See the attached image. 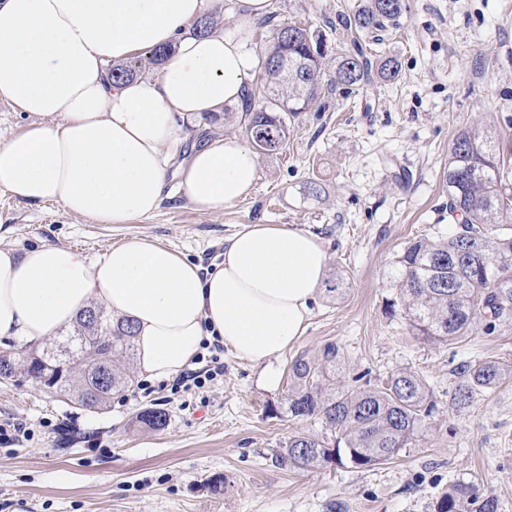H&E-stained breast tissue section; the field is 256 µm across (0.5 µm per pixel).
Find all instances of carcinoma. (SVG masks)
<instances>
[{
  "label": "carcinoma",
  "instance_id": "cac0c4a2",
  "mask_svg": "<svg viewBox=\"0 0 512 512\" xmlns=\"http://www.w3.org/2000/svg\"><path fill=\"white\" fill-rule=\"evenodd\" d=\"M402 0H364L349 18L346 42L336 52L334 74L322 71L327 56L321 31L274 25L264 60L263 83L243 104L249 143L274 152L288 140V121L338 90L350 93L374 79L393 81L396 60L371 57L367 40L396 25ZM167 50L154 49L133 65L115 66L122 80L147 66H157ZM448 216L452 233L437 239L417 238L397 256L390 307H402L413 335L448 344L473 335L512 334V171L500 161L493 137L482 127L460 131L448 148ZM68 338L62 360L47 353L27 359L25 372L47 388L69 386L79 376L78 401L88 410H103L132 382L122 363L134 358V326L112 323L100 308L84 311ZM339 348L323 346L320 356L299 355L291 363V387L284 398L293 418L318 419L332 438L297 433L278 457L291 469L308 470L346 462L356 468L381 465L409 448L438 412L431 384L411 370H400L377 387L331 381ZM101 368L112 371V388L96 381ZM451 405L464 409L479 393L512 379V365L495 359L462 364ZM137 421L155 430L168 423L161 408L140 412ZM436 512H497V502L470 484L452 482L437 502Z\"/></svg>",
  "mask_w": 512,
  "mask_h": 512
}]
</instances>
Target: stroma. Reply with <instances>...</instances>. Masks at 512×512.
<instances>
[{"label": "stroma", "mask_w": 512, "mask_h": 512, "mask_svg": "<svg viewBox=\"0 0 512 512\" xmlns=\"http://www.w3.org/2000/svg\"><path fill=\"white\" fill-rule=\"evenodd\" d=\"M362 0H271L273 24H309L329 48L345 41L343 18ZM396 27L374 47L399 62L395 81L335 93L292 118L287 144L259 156L252 193L221 214L198 212L179 189L134 224H95L58 203L39 207L0 187V243L68 246L91 258L113 242L145 236L208 268L245 224H286L318 236L328 277L308 327L286 354L256 365L230 350H203L197 372L219 356L224 371L204 387L134 377L108 407L89 411L48 392L24 370L0 382V423L31 428L0 445V512H435L449 483L465 482L512 512V381L450 407L454 370L493 358L512 363V334L449 345L414 336L391 311L390 275L404 245L450 232L444 171L457 133L479 125L512 148V0H403ZM273 24L252 20L249 43L264 56ZM322 187L309 194L310 182ZM336 343V378L371 385L410 369L433 386L438 413L412 447L381 465L296 470L276 456L319 421L283 407L287 371L300 354ZM275 372L276 386L263 382ZM164 429L137 423L147 408Z\"/></svg>", "instance_id": "1"}]
</instances>
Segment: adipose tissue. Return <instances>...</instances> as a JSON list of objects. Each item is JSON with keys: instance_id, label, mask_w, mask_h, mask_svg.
Returning a JSON list of instances; mask_svg holds the SVG:
<instances>
[{"instance_id": "ef3b65f1", "label": "adipose tissue", "mask_w": 512, "mask_h": 512, "mask_svg": "<svg viewBox=\"0 0 512 512\" xmlns=\"http://www.w3.org/2000/svg\"><path fill=\"white\" fill-rule=\"evenodd\" d=\"M214 2L0 0V99L30 118L0 142V186L100 224L152 216L173 176L206 214L248 196L256 152L234 135L187 147V127L242 105L259 65L245 23L270 0H237L240 24L194 35ZM155 48L168 51L158 73L113 82L112 66ZM327 268L324 243L285 224L243 225L210 269L142 237L94 260L53 244L0 245V342L44 343L100 306L134 324L147 379L193 368L206 342L264 364L305 332Z\"/></svg>"}]
</instances>
